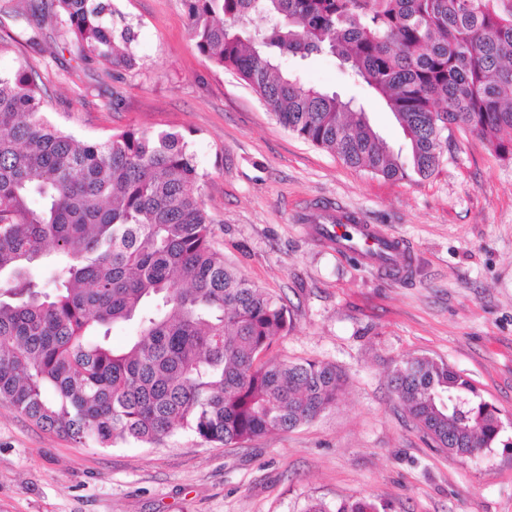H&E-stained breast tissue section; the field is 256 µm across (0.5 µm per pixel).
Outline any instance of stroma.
I'll use <instances>...</instances> for the list:
<instances>
[{
    "label": "stroma",
    "instance_id": "obj_1",
    "mask_svg": "<svg viewBox=\"0 0 512 512\" xmlns=\"http://www.w3.org/2000/svg\"><path fill=\"white\" fill-rule=\"evenodd\" d=\"M112 5L133 32L135 69L81 61L50 21L0 68L36 70L52 118L78 137L179 131L216 249L290 310L292 328L266 358L332 362L346 383L314 422L230 448L184 431L158 447L83 446L0 401V512H304L359 498L385 512H512V160L458 131L430 177L350 167L201 55L180 0ZM299 74L355 99L382 138L403 144L385 101L334 58ZM339 209L404 240L416 273L396 280L358 263L304 220ZM417 355L447 362L498 409L499 438L481 456L433 447L402 410L390 377Z\"/></svg>",
    "mask_w": 512,
    "mask_h": 512
}]
</instances>
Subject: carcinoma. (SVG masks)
<instances>
[{"label": "carcinoma", "instance_id": "obj_1", "mask_svg": "<svg viewBox=\"0 0 512 512\" xmlns=\"http://www.w3.org/2000/svg\"><path fill=\"white\" fill-rule=\"evenodd\" d=\"M197 50L244 81L284 127L348 166L430 176L457 127L512 159V0H181ZM60 20L82 60L136 67L111 0H29ZM261 16L263 25L254 24ZM334 57L387 104L393 149L364 109L305 84ZM295 69L284 70L286 61ZM39 77L0 70V400L80 444H160L190 431L232 446L309 424L344 375L323 361H258L289 309L224 261L202 174L180 133L82 140L44 111ZM116 327L128 342L110 341ZM393 394L435 447L478 457L495 409L447 363L409 357ZM305 512H380L362 498Z\"/></svg>", "mask_w": 512, "mask_h": 512}]
</instances>
